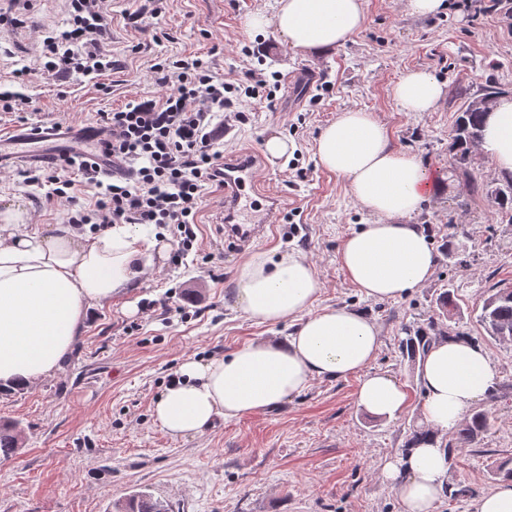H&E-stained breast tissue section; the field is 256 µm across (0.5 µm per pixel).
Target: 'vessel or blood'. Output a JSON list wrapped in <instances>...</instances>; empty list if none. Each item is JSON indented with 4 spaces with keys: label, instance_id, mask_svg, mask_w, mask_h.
Wrapping results in <instances>:
<instances>
[{
    "label": "vessel or blood",
    "instance_id": "1",
    "mask_svg": "<svg viewBox=\"0 0 512 512\" xmlns=\"http://www.w3.org/2000/svg\"><path fill=\"white\" fill-rule=\"evenodd\" d=\"M106 136V131L91 123L0 131V169L23 165L47 167L83 155L95 158L100 172L112 176L116 170L111 159L99 153ZM223 180L224 235L243 250L265 236L279 201L260 187L250 154H241L225 163Z\"/></svg>",
    "mask_w": 512,
    "mask_h": 512
}]
</instances>
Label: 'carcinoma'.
Returning a JSON list of instances; mask_svg holds the SVG:
<instances>
[{
  "label": "carcinoma",
  "mask_w": 512,
  "mask_h": 512,
  "mask_svg": "<svg viewBox=\"0 0 512 512\" xmlns=\"http://www.w3.org/2000/svg\"><path fill=\"white\" fill-rule=\"evenodd\" d=\"M503 88L491 79L480 92L472 93L468 88L459 86L456 95L464 99L461 111L451 130L452 157L448 173L457 179H464L472 186V192L493 199L502 217L512 224V177L491 186L481 180L474 168V160L482 146V128L485 117L492 108ZM438 315L451 318L460 314L455 293L445 290L436 301ZM485 332L494 339L512 342V290L500 289L488 293L484 298L481 313L478 316ZM430 330L434 335L419 330L405 329V337L399 341L400 353L416 361L425 356L431 345L448 337L443 324L430 321ZM490 419L485 412H476L465 419L456 429L455 437L445 444L448 451L466 448L473 444L489 428ZM23 431L18 423L0 420V459L15 457L22 447ZM113 512H174L172 503L158 499L151 493L139 491L112 505Z\"/></svg>",
  "instance_id": "obj_1"
}]
</instances>
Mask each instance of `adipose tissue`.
Returning <instances> with one entry per match:
<instances>
[{"label":"adipose tissue","instance_id":"ef3b65f1","mask_svg":"<svg viewBox=\"0 0 512 512\" xmlns=\"http://www.w3.org/2000/svg\"><path fill=\"white\" fill-rule=\"evenodd\" d=\"M273 25L289 46L328 51L344 45L365 24L363 0H275ZM392 95L405 112H431L444 96L432 74L406 72ZM484 148L496 173L512 176V96L498 98L485 125ZM326 170L343 178L353 198L377 223L347 235L338 260L347 278L370 298L398 299L427 282L437 254L410 218L429 195L421 163L391 144L372 113L342 112L316 142ZM157 237L116 224L80 238L68 224L31 230L0 224V380L27 384L53 373L71 350L86 312L133 287L144 263L165 254ZM315 270L306 259L261 255L242 263L235 281L239 309L264 324L294 319L282 344L251 342L206 362L185 360L181 379L154 407L158 425L174 437L197 434L215 416L236 418L265 411L306 390L316 378L360 376L356 402L368 414H402L407 394L371 363L381 340L375 323L343 306L315 308ZM499 373L485 350L464 339L435 343L420 368L423 423L434 434L455 428ZM449 456L440 442L426 443L387 459L384 480L396 490L404 512H434L448 481Z\"/></svg>","mask_w":512,"mask_h":512}]
</instances>
